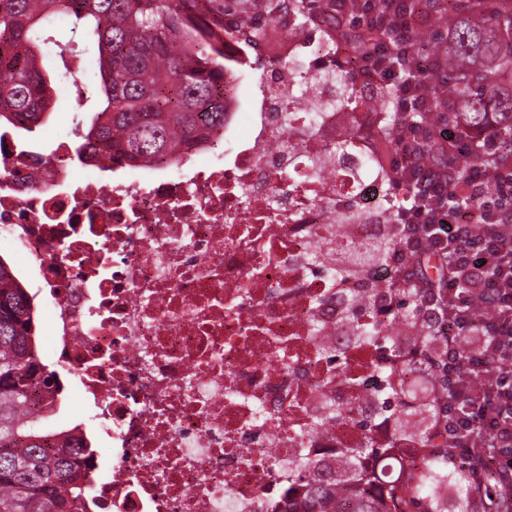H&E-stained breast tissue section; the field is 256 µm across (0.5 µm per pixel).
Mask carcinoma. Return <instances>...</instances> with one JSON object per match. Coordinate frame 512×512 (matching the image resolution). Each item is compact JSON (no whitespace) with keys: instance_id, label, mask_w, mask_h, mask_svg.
Instances as JSON below:
<instances>
[{"instance_id":"obj_1","label":"carcinoma","mask_w":512,"mask_h":512,"mask_svg":"<svg viewBox=\"0 0 512 512\" xmlns=\"http://www.w3.org/2000/svg\"><path fill=\"white\" fill-rule=\"evenodd\" d=\"M448 41L433 56L447 82L430 78L427 96L440 111L443 102L460 100L465 122L473 130L499 127L512 144V89L499 76L512 73V0H446ZM66 16L92 37L97 59L99 105L89 121L75 123L77 158L90 163L165 162L183 150L211 141L224 130V0H0V129L28 133L46 125L53 99L69 88L66 50L59 63L45 64V49L55 19ZM300 104H313L310 89L320 80L288 65ZM336 83V108L354 112L368 102L358 94L353 70L344 66L325 73ZM388 124L384 142L393 144V127H412L425 113L403 114L393 92L381 93ZM422 165L448 163L450 198L460 176L480 161L477 154H455L433 138L419 155ZM397 292L414 304L404 321L421 313L422 289L403 282ZM384 297L373 280L352 303ZM37 309L14 270L0 255V512H88V442L63 440L49 447L53 431L42 421L53 414L62 392L58 373L39 355L35 331ZM416 385L390 374L387 399H372L371 415L391 418L387 400L401 413L415 411ZM43 387L49 397L44 410L28 412V401ZM386 452L371 440L347 448L334 459H303L297 482L305 489L301 502L288 512H400L401 490L384 482L366 465ZM447 448H435L423 468L411 473L407 490L418 512H472L476 486L469 468L448 463Z\"/></svg>"}]
</instances>
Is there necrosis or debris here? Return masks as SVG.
Masks as SVG:
<instances>
[{"label":"necrosis or debris","instance_id":"necrosis-or-debris-1","mask_svg":"<svg viewBox=\"0 0 512 512\" xmlns=\"http://www.w3.org/2000/svg\"><path fill=\"white\" fill-rule=\"evenodd\" d=\"M254 24L224 16L222 152L107 178L77 173L67 135L42 157L0 143V236L39 259L50 353L112 447L90 463L101 512H282L303 493L301 458L367 437L413 469L426 453L358 423L393 357L347 340L339 301L356 284L311 259L347 214L352 240H372L355 215L380 209L390 155L356 139L347 113L288 108L275 62L261 111H244L239 84L265 52ZM347 140V157L314 171Z\"/></svg>","mask_w":512,"mask_h":512}]
</instances>
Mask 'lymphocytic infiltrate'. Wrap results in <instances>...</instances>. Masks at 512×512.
<instances>
[{"label": "lymphocytic infiltrate", "instance_id": "obj_1", "mask_svg": "<svg viewBox=\"0 0 512 512\" xmlns=\"http://www.w3.org/2000/svg\"><path fill=\"white\" fill-rule=\"evenodd\" d=\"M433 2L409 8L405 0H364L359 10L351 0H336L351 29L391 32V40L375 43L359 63L387 85L398 83L399 65L416 74V81L399 84L406 111L424 101L422 84L436 69L435 58L422 57L416 42ZM480 138L496 163L472 167L462 201L452 207L441 170L415 160L420 132L399 136L392 168L416 201L394 223L377 225L375 237L389 243L392 255L409 251L445 267L443 279L422 282L426 304L438 317L437 351L429 356L437 383L426 398L439 414L431 421L430 437L453 448L452 463L495 472L511 493L512 158L494 128ZM480 304L487 307V317H477Z\"/></svg>", "mask_w": 512, "mask_h": 512}]
</instances>
